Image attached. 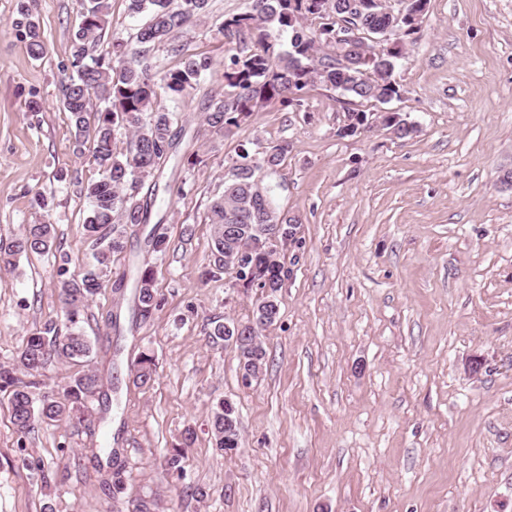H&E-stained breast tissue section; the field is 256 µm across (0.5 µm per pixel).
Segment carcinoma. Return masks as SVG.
Returning <instances> with one entry per match:
<instances>
[{
  "mask_svg": "<svg viewBox=\"0 0 512 512\" xmlns=\"http://www.w3.org/2000/svg\"><path fill=\"white\" fill-rule=\"evenodd\" d=\"M207 2L180 0L175 6L173 0H129L131 13H145L148 19L136 32L134 46L114 43L111 57L106 58L95 52L105 34L110 0H81L74 33L73 71L64 84L63 108L70 114L77 146L91 144L100 171V177L84 187L88 209L83 226L94 263L78 275L69 274L63 264L58 266L59 295L70 332L63 335L56 320H45L28 334L17 365L0 364V392L7 394L13 424L22 434L34 431L39 421L56 422L87 412L89 402L101 393L103 381L91 370L76 374L59 399H39L34 388L53 360L85 362L91 356V342L76 325L98 294L99 279L106 275L112 254L123 250L127 227L149 223L156 198L141 197L139 190L173 155L180 135L174 130V113L157 105L155 81L162 82L171 95L180 96L195 88L212 66L210 57L188 53L175 45L173 50L182 54L180 67L158 72L153 49L175 41L192 19L204 15ZM18 12L21 19L16 27L27 41L29 55L39 59L45 53V43L38 25L29 19L25 0H19ZM398 15L376 4L359 11L348 0H250L246 11L217 25L218 34L236 45V53L224 62V92L209 96L204 103V124L216 135L229 133L251 113L269 104L300 107V92L317 85L364 101L400 96L393 79L390 45L398 42L407 47L411 36L419 31V22H407ZM276 30L288 32L289 49L278 47ZM345 33L357 41L380 38L373 63L362 62L352 51L338 57L336 36ZM383 123L400 138L415 132L413 125L397 116H385ZM118 126L129 133L123 152L113 149ZM288 151L286 143L273 146L259 161L245 148L238 153L224 179L223 193L209 205L212 249L206 274L213 276L226 270L225 226L242 228L261 253L273 246L271 225L292 223L276 206L274 189L265 185L262 177L264 173H276ZM147 243L153 254L165 255L168 237L162 225H154ZM52 247V225L28 224L10 240V245H0V268L14 270L19 257L44 255ZM134 301L137 320L142 324L151 322L162 303L152 269L140 270ZM257 335L259 329L249 330L244 343L235 345L245 373L256 364L266 363L263 344L253 340ZM131 373L134 386H150L155 375L153 357L140 354L132 363ZM211 432L221 450L232 448L234 440L240 441L239 421L231 402L220 400L215 404ZM193 440L194 432L188 428L182 446L167 451L164 465L168 473L184 472L185 449ZM102 453L107 455L109 466L105 483L112 487L113 496L124 494L131 463L118 457L114 448H103Z\"/></svg>",
  "mask_w": 512,
  "mask_h": 512,
  "instance_id": "carcinoma-1",
  "label": "carcinoma"
}]
</instances>
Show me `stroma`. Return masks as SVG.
Here are the masks:
<instances>
[{
	"mask_svg": "<svg viewBox=\"0 0 512 512\" xmlns=\"http://www.w3.org/2000/svg\"><path fill=\"white\" fill-rule=\"evenodd\" d=\"M18 1L0 0V238L46 220L54 246L0 270V363L35 325L62 319L59 256L73 274L92 263L80 189L99 175L62 107L79 0H22L46 46L38 60L14 25ZM247 4L208 0L179 42L209 54L212 70L182 96L157 92L179 117L180 151L199 162H169L160 179L151 218L166 228L165 257L146 246L149 224L135 227L82 317L87 367L104 382L91 416L24 435L0 396V512H134L143 498L159 512H512V0H429L388 103L311 87L300 111L274 103L221 137L201 117L233 52L215 25ZM145 20L111 0L98 54ZM349 108L369 125L342 138ZM386 110L415 133L382 126ZM283 142L291 151L269 182L300 243L283 252L291 275L262 330L264 371L247 382L236 350L208 331L217 318L251 319L259 292L228 273L202 278L207 208L239 147ZM146 266L163 305L139 325L132 294L112 283ZM143 352L155 381L138 388L129 366ZM222 399L241 427L226 453L211 436ZM188 428L178 478L162 456ZM98 448L135 465L120 503L90 463Z\"/></svg>",
	"mask_w": 512,
	"mask_h": 512,
	"instance_id": "obj_1",
	"label": "stroma"
}]
</instances>
